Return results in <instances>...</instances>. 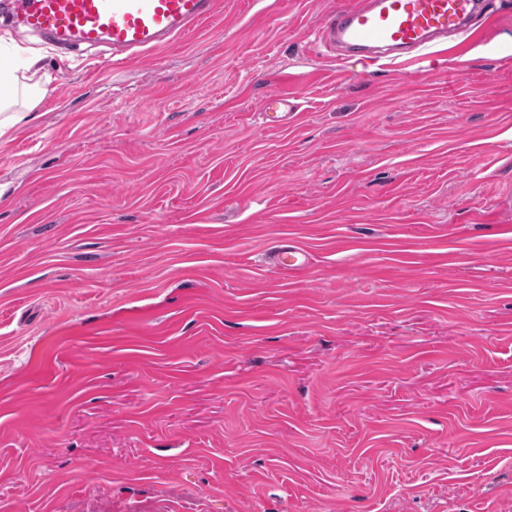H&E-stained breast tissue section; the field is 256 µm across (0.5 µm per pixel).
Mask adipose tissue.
I'll return each mask as SVG.
<instances>
[{"label":"adipose tissue","instance_id":"1","mask_svg":"<svg viewBox=\"0 0 512 512\" xmlns=\"http://www.w3.org/2000/svg\"><path fill=\"white\" fill-rule=\"evenodd\" d=\"M20 65L0 59V131L24 120L25 110L34 108L47 93L39 59L18 50Z\"/></svg>","mask_w":512,"mask_h":512}]
</instances>
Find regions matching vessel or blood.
Instances as JSON below:
<instances>
[{
  "label": "vessel or blood",
  "mask_w": 512,
  "mask_h": 512,
  "mask_svg": "<svg viewBox=\"0 0 512 512\" xmlns=\"http://www.w3.org/2000/svg\"><path fill=\"white\" fill-rule=\"evenodd\" d=\"M14 32L36 35L60 48L108 45L116 61L134 60L170 45L213 17L218 0H0ZM480 0H351L329 15L322 37L330 52L348 58L367 57L377 49H396L422 56L438 38L466 35ZM298 105L287 90L267 93L262 121L287 128ZM271 265L294 274L308 268L309 252L294 241L280 243Z\"/></svg>",
  "instance_id": "vessel-or-blood-1"
}]
</instances>
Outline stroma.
Instances as JSON below:
<instances>
[{
	"instance_id": "stroma-1",
	"label": "stroma",
	"mask_w": 512,
	"mask_h": 512,
	"mask_svg": "<svg viewBox=\"0 0 512 512\" xmlns=\"http://www.w3.org/2000/svg\"><path fill=\"white\" fill-rule=\"evenodd\" d=\"M349 3L219 0L120 65L22 39L0 512H512V0L376 64L317 38ZM298 104L287 89L271 90L261 102L260 114L268 128L284 129L298 115ZM271 266L288 274L299 273L310 265V253L293 240L281 242L271 253Z\"/></svg>"
}]
</instances>
